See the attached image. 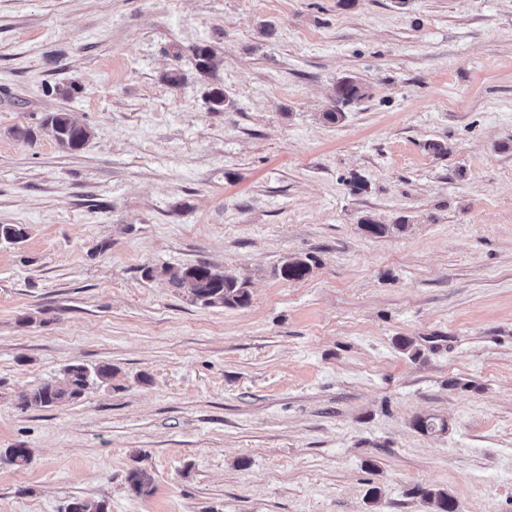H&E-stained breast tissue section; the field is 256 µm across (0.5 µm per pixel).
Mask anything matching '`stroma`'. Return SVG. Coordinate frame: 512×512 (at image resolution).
<instances>
[{
	"label": "stroma",
	"mask_w": 512,
	"mask_h": 512,
	"mask_svg": "<svg viewBox=\"0 0 512 512\" xmlns=\"http://www.w3.org/2000/svg\"><path fill=\"white\" fill-rule=\"evenodd\" d=\"M0 224V512H512V0H0ZM200 261L249 304L160 273ZM44 125L51 128L58 146L69 151L81 149L91 136L90 130L68 112L47 115ZM161 273L175 288L186 291L190 301L204 307H243L250 301L246 282L217 271L207 263L164 267ZM62 382H44L30 392L23 401V406L54 407L80 398L89 387L90 382L104 383L112 380V365L102 364L90 370L80 364L68 365ZM414 493L431 505V512H458L457 502L444 491L417 488Z\"/></svg>",
	"instance_id": "stroma-1"
}]
</instances>
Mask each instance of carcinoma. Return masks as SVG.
I'll list each match as a JSON object with an SVG mask.
<instances>
[{
  "label": "carcinoma",
  "mask_w": 512,
  "mask_h": 512,
  "mask_svg": "<svg viewBox=\"0 0 512 512\" xmlns=\"http://www.w3.org/2000/svg\"><path fill=\"white\" fill-rule=\"evenodd\" d=\"M196 67L201 72H208L214 67L215 54L210 46L201 44L194 50ZM336 99L345 103L364 97L363 87L354 80L345 79L334 89ZM44 125L51 128L58 146L69 151L81 149L91 136L90 130L80 124L68 112H54L47 115ZM26 237V230L19 224H0V244H14ZM288 270V278L301 280L310 272L308 258L291 256L281 266ZM161 273L176 288L186 291L190 301L204 307H243L250 301V292L246 283L236 277L217 271L207 263L173 268L165 267ZM65 377L61 382H44L30 392L23 401V406L54 407L80 398L90 383H104L112 380V365L102 364L93 369L84 365L72 364L65 368ZM3 461L23 466L31 463L28 448H7ZM132 489L139 495L152 493V479L143 471H133L128 476ZM414 494L431 505L432 512H457V502L442 490L418 488ZM67 512H106V504L86 499H75L67 506Z\"/></svg>",
  "instance_id": "carcinoma-1"
}]
</instances>
